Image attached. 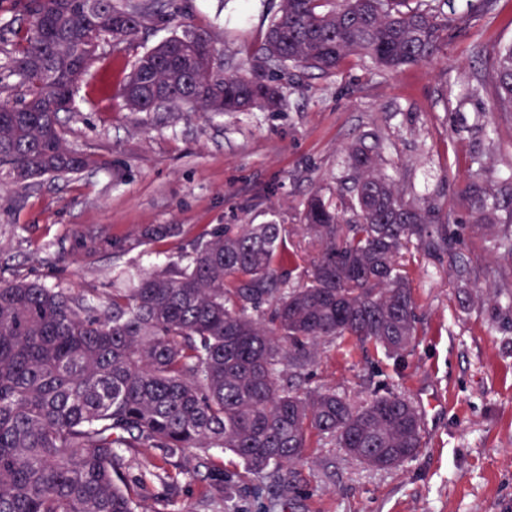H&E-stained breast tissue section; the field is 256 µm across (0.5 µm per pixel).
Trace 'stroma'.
<instances>
[{"label":"stroma","mask_w":512,"mask_h":512,"mask_svg":"<svg viewBox=\"0 0 512 512\" xmlns=\"http://www.w3.org/2000/svg\"><path fill=\"white\" fill-rule=\"evenodd\" d=\"M191 24L212 29L233 66L247 68L278 0H179ZM461 16L432 60L396 72L347 60L331 74L288 68L278 112H132L120 84L137 57L168 37L158 26L114 52L102 47L81 84L62 132L75 149L110 160L107 169L28 188L0 185V280L37 279L90 300L112 281L190 251L205 230L251 222L297 224L314 191L331 194L347 175L344 149L373 133L407 199L451 210L460 246L482 283L499 290L512 257L499 227L476 225L460 192L495 187L512 174V117L493 111L484 78L492 47L512 41V0H434ZM150 224H178L181 235L129 252L88 255L81 236L108 231L137 238ZM418 312L426 323L404 360L348 341L327 345L306 387H332L357 402L372 392L410 397L422 414L423 446L411 460L374 470L328 441L313 442L299 468V492L268 502L238 478L243 467L215 452L224 500L202 503L199 483L171 497L175 512H512V302L465 303L471 285L449 261L406 255Z\"/></svg>","instance_id":"1"}]
</instances>
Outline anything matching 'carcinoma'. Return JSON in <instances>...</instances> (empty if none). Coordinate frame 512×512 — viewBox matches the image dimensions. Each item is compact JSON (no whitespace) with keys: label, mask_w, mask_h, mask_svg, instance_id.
<instances>
[{"label":"carcinoma","mask_w":512,"mask_h":512,"mask_svg":"<svg viewBox=\"0 0 512 512\" xmlns=\"http://www.w3.org/2000/svg\"><path fill=\"white\" fill-rule=\"evenodd\" d=\"M280 0L243 72L224 60L213 31L182 22L177 0H19L27 28L0 64V92L16 77L18 102L0 99V175L25 187L44 176L100 165L65 140L60 113L101 42L118 48L150 25L181 33L143 52L122 85L132 112L185 107L223 114L277 111L288 66L323 74L350 57L381 71L434 58L458 18L409 0ZM203 43L210 56L196 53ZM493 111L512 114V43L486 60ZM346 182L310 194L298 230L316 248L306 282L290 285L299 254L284 224H225L176 262L145 271L130 288L90 302L37 280L0 281V512H166L140 490L207 472L203 501L224 499L222 448L258 480L256 493L297 491L293 466L317 436L373 469H390L422 447V421L406 397L375 393L360 405L294 380L317 366L325 345L372 343L388 357L413 351L424 327L410 247L448 256L477 283L448 232L451 213L409 201L373 148H347ZM512 180L492 191L472 182L474 223L505 209ZM152 224L140 239L181 233ZM87 250L117 253L126 238L95 235ZM157 451L153 470L133 478L128 455Z\"/></svg>","instance_id":"obj_1"}]
</instances>
